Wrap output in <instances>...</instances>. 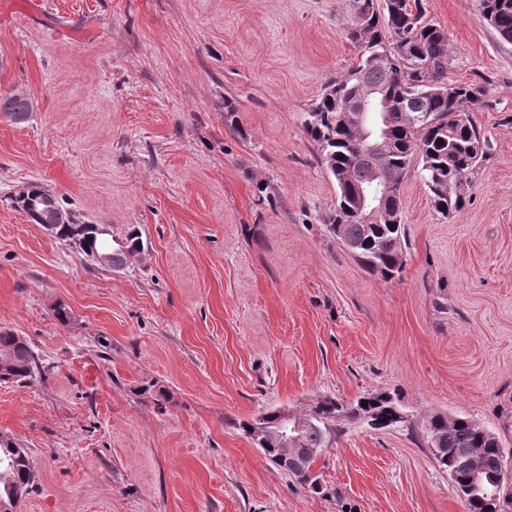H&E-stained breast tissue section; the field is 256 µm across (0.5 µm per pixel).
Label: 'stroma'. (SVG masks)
Returning a JSON list of instances; mask_svg holds the SVG:
<instances>
[{"mask_svg":"<svg viewBox=\"0 0 512 512\" xmlns=\"http://www.w3.org/2000/svg\"><path fill=\"white\" fill-rule=\"evenodd\" d=\"M423 2L449 82L491 83V152L446 219L405 179L387 281L329 232L305 131L357 61L345 0H0V94L34 105L0 114V329L44 369L0 381L36 475L18 512H467L414 427L462 414L512 449V44L478 0ZM34 183L144 250L89 265L15 208ZM393 390L411 427L342 422L319 493L237 427ZM33 110V102L24 95H5L0 98V112L8 114L17 124L26 122Z\"/></svg>","mask_w":512,"mask_h":512,"instance_id":"stroma-1","label":"stroma"}]
</instances>
